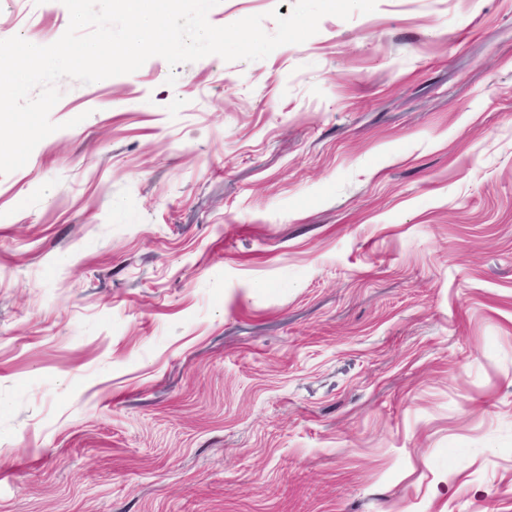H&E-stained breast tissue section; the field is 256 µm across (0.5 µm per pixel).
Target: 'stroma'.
I'll list each match as a JSON object with an SVG mask.
<instances>
[{
  "label": "stroma",
  "instance_id": "stroma-1",
  "mask_svg": "<svg viewBox=\"0 0 512 512\" xmlns=\"http://www.w3.org/2000/svg\"><path fill=\"white\" fill-rule=\"evenodd\" d=\"M58 87L0 175V512H512V0Z\"/></svg>",
  "mask_w": 512,
  "mask_h": 512
}]
</instances>
